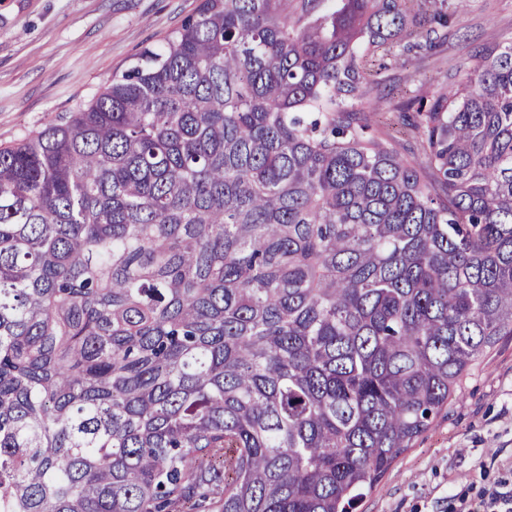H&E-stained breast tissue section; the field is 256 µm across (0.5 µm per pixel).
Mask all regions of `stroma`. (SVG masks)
Listing matches in <instances>:
<instances>
[{
  "instance_id": "35a3bbf8",
  "label": "stroma",
  "mask_w": 512,
  "mask_h": 512,
  "mask_svg": "<svg viewBox=\"0 0 512 512\" xmlns=\"http://www.w3.org/2000/svg\"><path fill=\"white\" fill-rule=\"evenodd\" d=\"M199 0H0V147L60 121L146 46L178 29ZM512 40V0H473L433 48L395 53L379 93L376 137L420 152L414 109L464 79L483 46ZM512 491V336L502 337L449 404L394 461L357 512H449L454 497Z\"/></svg>"
}]
</instances>
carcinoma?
<instances>
[{
    "label": "carcinoma",
    "instance_id": "carcinoma-1",
    "mask_svg": "<svg viewBox=\"0 0 512 512\" xmlns=\"http://www.w3.org/2000/svg\"><path fill=\"white\" fill-rule=\"evenodd\" d=\"M423 0H201L0 147V512H355L512 336V42L366 136Z\"/></svg>",
    "mask_w": 512,
    "mask_h": 512
}]
</instances>
